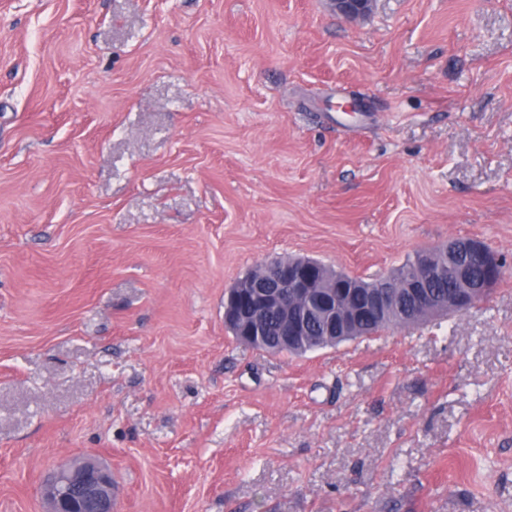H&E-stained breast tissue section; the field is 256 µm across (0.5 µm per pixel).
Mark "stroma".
<instances>
[{
	"label": "stroma",
	"mask_w": 512,
	"mask_h": 512,
	"mask_svg": "<svg viewBox=\"0 0 512 512\" xmlns=\"http://www.w3.org/2000/svg\"><path fill=\"white\" fill-rule=\"evenodd\" d=\"M468 237L466 314L224 326L271 258ZM82 457L119 512H512V0H0V512ZM330 4L337 14L351 21L368 16L375 0H331Z\"/></svg>",
	"instance_id": "stroma-1"
}]
</instances>
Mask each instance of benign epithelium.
<instances>
[{
	"mask_svg": "<svg viewBox=\"0 0 512 512\" xmlns=\"http://www.w3.org/2000/svg\"><path fill=\"white\" fill-rule=\"evenodd\" d=\"M337 14L348 20L368 16L375 0H330ZM479 254L488 268H499L498 254L476 238L451 239L438 249H425L415 257L410 276L397 283L391 279L365 290L363 300L352 304L336 300V288L316 284L321 263L311 258L272 260L273 275H247L227 290L224 301V323L245 344L262 334L268 316H278L279 336L292 346L306 336L313 319L326 321V335L335 342L355 336L360 331L364 314L377 318L407 303L408 313L429 311L440 315L448 310L467 312L486 297L497 280L470 284L463 259ZM451 278L460 283L441 293L433 289L439 279ZM47 512H115L112 472L87 457L77 464L63 466L52 473L43 486Z\"/></svg>",
	"mask_w": 512,
	"mask_h": 512,
	"instance_id": "obj_1",
	"label": "benign epithelium"
}]
</instances>
